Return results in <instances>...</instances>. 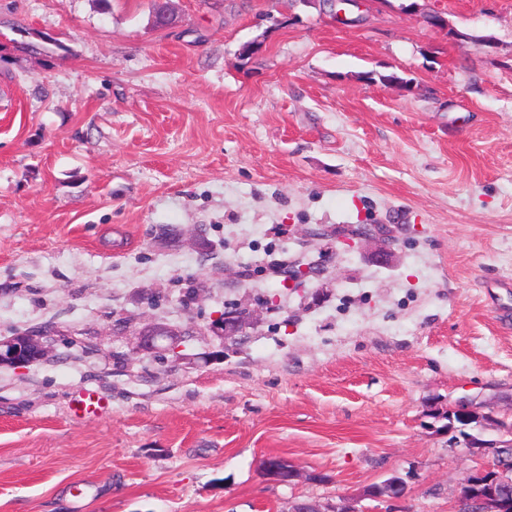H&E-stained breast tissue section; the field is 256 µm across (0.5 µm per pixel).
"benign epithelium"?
Wrapping results in <instances>:
<instances>
[{"mask_svg": "<svg viewBox=\"0 0 512 512\" xmlns=\"http://www.w3.org/2000/svg\"><path fill=\"white\" fill-rule=\"evenodd\" d=\"M252 322V315L241 311L224 315L213 320L209 326L214 337L224 341L243 333ZM180 331L166 324H151L138 333L137 349L155 353L166 351L179 340ZM49 352L47 332L33 329L20 332L0 340V366L20 367L26 365L20 354L34 356L35 360L46 359ZM447 431L457 432L462 437V445L476 457H491V461L474 468L455 489L456 510L454 512H512V495L504 488L512 485V470L505 468L492 458L493 448L484 439L488 429L499 432L500 438L512 437V410L498 417L488 414L484 418H474V410L463 406L448 411ZM262 474L275 484H291L302 477L298 467L284 457H267L261 463ZM407 490L406 483L398 475H393L380 483L365 486L357 493L345 495L334 504L318 501H297L291 512H360L359 503L365 499L373 501L400 502Z\"/></svg>", "mask_w": 512, "mask_h": 512, "instance_id": "obj_1", "label": "benign epithelium"}]
</instances>
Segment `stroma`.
<instances>
[{"mask_svg":"<svg viewBox=\"0 0 512 512\" xmlns=\"http://www.w3.org/2000/svg\"><path fill=\"white\" fill-rule=\"evenodd\" d=\"M402 2L157 29L151 0H0V339L52 348L0 367V512H288L394 474L400 512H454L445 414L512 406V0ZM227 311L254 319L223 342ZM151 322L175 351H137ZM47 332L33 329L0 340V366L20 367L46 359L49 352ZM20 353L33 355L29 363L21 360ZM263 462V463H262ZM261 462L262 474L275 484H291L302 477L298 467L284 457H267Z\"/></svg>","mask_w":512,"mask_h":512,"instance_id":"35a3bbf8","label":"stroma"}]
</instances>
